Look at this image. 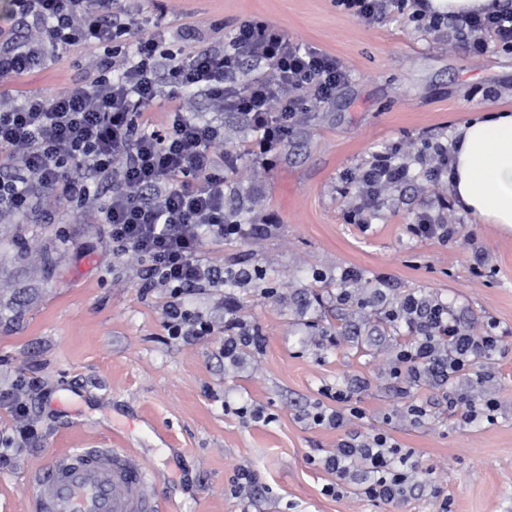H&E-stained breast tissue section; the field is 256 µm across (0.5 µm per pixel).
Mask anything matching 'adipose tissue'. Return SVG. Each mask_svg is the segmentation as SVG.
I'll return each instance as SVG.
<instances>
[{"label":"adipose tissue","mask_w":512,"mask_h":512,"mask_svg":"<svg viewBox=\"0 0 512 512\" xmlns=\"http://www.w3.org/2000/svg\"><path fill=\"white\" fill-rule=\"evenodd\" d=\"M451 175L456 206L482 224L512 232V113L485 110L455 132Z\"/></svg>","instance_id":"1"}]
</instances>
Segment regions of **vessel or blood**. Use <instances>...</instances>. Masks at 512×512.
I'll list each match as a JSON object with an SVG mask.
<instances>
[{
    "label": "vessel or blood",
    "instance_id": "vessel-or-blood-1",
    "mask_svg": "<svg viewBox=\"0 0 512 512\" xmlns=\"http://www.w3.org/2000/svg\"><path fill=\"white\" fill-rule=\"evenodd\" d=\"M36 512H159L152 472L121 448H75L34 477Z\"/></svg>",
    "mask_w": 512,
    "mask_h": 512
}]
</instances>
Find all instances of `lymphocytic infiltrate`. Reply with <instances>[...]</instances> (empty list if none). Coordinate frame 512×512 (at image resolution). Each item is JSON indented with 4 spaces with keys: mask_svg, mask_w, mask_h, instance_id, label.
Masks as SVG:
<instances>
[{
    "mask_svg": "<svg viewBox=\"0 0 512 512\" xmlns=\"http://www.w3.org/2000/svg\"><path fill=\"white\" fill-rule=\"evenodd\" d=\"M118 0H9L14 26L22 37L0 40V78H14L54 61L61 51L84 43L100 48L95 77L56 97L31 95L21 103L0 104V154L20 156L21 169L0 170V215L31 210L45 194L76 201L96 211L108 224L112 251H132L151 260V272L170 291L165 323L171 335L205 336L210 328L184 308L185 291L219 283L216 270L199 259L203 235L240 237L243 225L224 217V177L211 152L224 138V123L204 119L181 106L191 90L241 114L253 139L250 152L271 153L300 116L296 90L314 100L330 99L348 78L335 57L294 43L276 24L261 18L243 21L228 50L178 49L159 54L157 33L134 36L136 55L116 68L110 45L134 35L129 23H117ZM414 19L448 24L476 51L488 40L512 49V12L448 15L430 0H409ZM265 64V74L240 88L235 70L240 59ZM168 98L162 130H143L139 121L156 101ZM410 179V167L397 153H373L355 179L356 203L351 223L366 229L379 206L382 190ZM448 199L437 196L418 213L409 232L448 243L455 234L448 222ZM414 338L396 355L394 377L448 382L451 374L469 373L473 358L495 350L499 336L474 335L461 327L437 298L410 292L388 312ZM450 351L442 359V351ZM413 450L388 434L340 440L323 466L337 481L329 493L343 495L361 481L365 495L390 502L412 481Z\"/></svg>",
    "mask_w": 512,
    "mask_h": 512,
    "instance_id": "f902f5d3",
    "label": "lymphocytic infiltrate"
}]
</instances>
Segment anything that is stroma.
Returning <instances> with one entry per match:
<instances>
[{
    "mask_svg": "<svg viewBox=\"0 0 512 512\" xmlns=\"http://www.w3.org/2000/svg\"><path fill=\"white\" fill-rule=\"evenodd\" d=\"M122 21L161 17L165 46L183 31L201 47L227 48L236 27L263 17L299 44L333 55L349 82L323 103L302 92L303 115L269 164L244 154L253 133L224 113L217 157L232 220L264 224L234 239L204 236L209 265L253 271L250 283L194 289L185 307L207 336H169L170 293L134 252L112 253L107 225L91 209L48 195L27 213L0 217V393L22 399L39 447L13 443L0 405V512H33L34 474L69 448H124L150 467L162 512H512V234L449 213L455 240L416 238L414 223L434 187L416 156L452 139L472 111L512 109V52L479 54L448 28L409 19L401 0L365 25L337 0H123ZM99 50L68 48L52 64L0 78V99L53 96L91 78ZM397 147L414 179L382 195L369 230L347 220L339 190L372 153ZM488 272H471L477 261ZM383 273L382 299L355 288L336 298L345 268ZM416 291L447 303L472 333L496 323L498 347L474 357L452 386L405 382L393 359L411 337L384 321L385 307ZM238 319L256 344L224 355V325ZM349 390L363 419L336 430L316 425ZM497 398L493 420L465 422L448 410L449 392ZM419 404L421 421L407 417ZM261 412L254 421L252 412ZM384 430L413 449L421 472L405 494L374 501L358 486L324 491L322 466L340 439Z\"/></svg>",
    "mask_w": 512,
    "mask_h": 512,
    "instance_id": "35a3bbf8",
    "label": "stroma"
}]
</instances>
